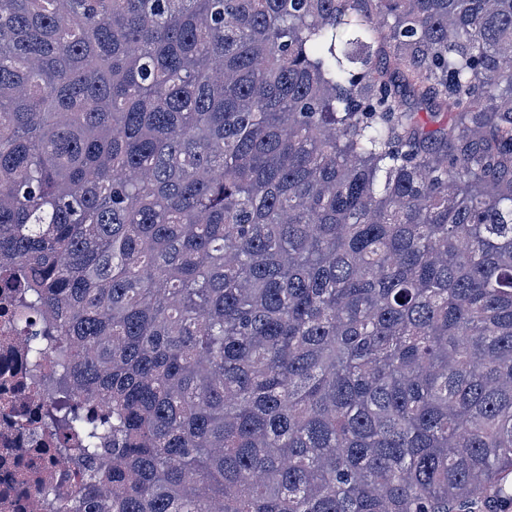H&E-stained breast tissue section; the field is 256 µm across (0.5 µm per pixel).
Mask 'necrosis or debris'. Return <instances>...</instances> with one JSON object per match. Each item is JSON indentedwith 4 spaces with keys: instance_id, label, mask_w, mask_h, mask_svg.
I'll list each match as a JSON object with an SVG mask.
<instances>
[{
    "instance_id": "1",
    "label": "necrosis or debris",
    "mask_w": 512,
    "mask_h": 512,
    "mask_svg": "<svg viewBox=\"0 0 512 512\" xmlns=\"http://www.w3.org/2000/svg\"><path fill=\"white\" fill-rule=\"evenodd\" d=\"M19 311L17 289L0 288V512H57L58 499L77 494L83 465L45 425L57 401L56 345L34 356Z\"/></svg>"
}]
</instances>
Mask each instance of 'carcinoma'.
Listing matches in <instances>:
<instances>
[{
	"mask_svg": "<svg viewBox=\"0 0 512 512\" xmlns=\"http://www.w3.org/2000/svg\"><path fill=\"white\" fill-rule=\"evenodd\" d=\"M2 260L82 512H512V0H0Z\"/></svg>",
	"mask_w": 512,
	"mask_h": 512,
	"instance_id": "carcinoma-1",
	"label": "carcinoma"
}]
</instances>
